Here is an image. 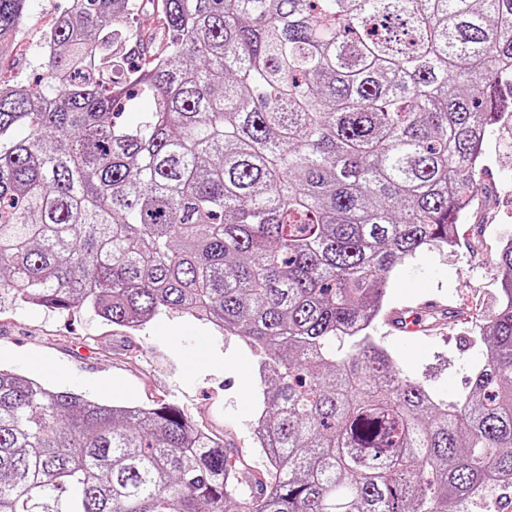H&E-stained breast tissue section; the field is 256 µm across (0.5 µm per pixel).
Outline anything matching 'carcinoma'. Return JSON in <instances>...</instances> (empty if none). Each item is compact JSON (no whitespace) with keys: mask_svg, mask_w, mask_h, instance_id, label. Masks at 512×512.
Wrapping results in <instances>:
<instances>
[{"mask_svg":"<svg viewBox=\"0 0 512 512\" xmlns=\"http://www.w3.org/2000/svg\"><path fill=\"white\" fill-rule=\"evenodd\" d=\"M47 40L38 85L0 75V290L243 338L267 469L175 405L0 368V512H464L512 483V237L456 403L373 336L512 139V0H70Z\"/></svg>","mask_w":512,"mask_h":512,"instance_id":"cac0c4a2","label":"carcinoma"}]
</instances>
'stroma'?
Masks as SVG:
<instances>
[{"label":"stroma","instance_id":"stroma-1","mask_svg":"<svg viewBox=\"0 0 512 512\" xmlns=\"http://www.w3.org/2000/svg\"><path fill=\"white\" fill-rule=\"evenodd\" d=\"M67 3L29 0L26 36L1 66L6 73L38 77L40 43ZM486 151L484 188L457 227L456 246L421 251L392 272L389 289L392 306L413 310L433 300L444 308H465L471 318L420 336H386L381 321L374 327L375 336L395 352L399 369L451 402L468 389L478 351L465 339L495 308V260L502 238L512 235V149L492 133ZM203 336L209 340L204 348L198 343ZM257 361L239 338L177 313L159 314L131 330L106 323L85 306L63 316L0 303V367L110 403L177 404L255 469L265 463L252 434L259 412Z\"/></svg>","mask_w":512,"mask_h":512}]
</instances>
